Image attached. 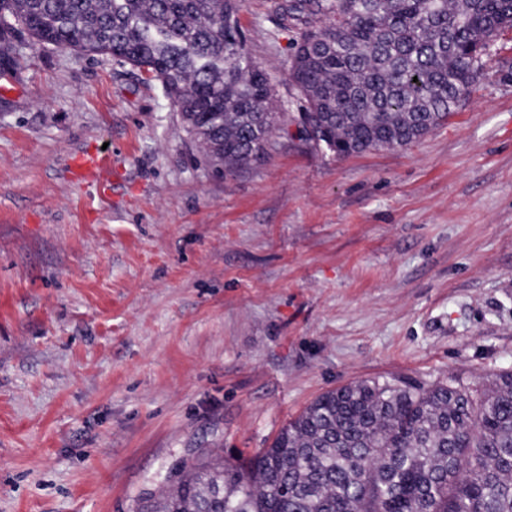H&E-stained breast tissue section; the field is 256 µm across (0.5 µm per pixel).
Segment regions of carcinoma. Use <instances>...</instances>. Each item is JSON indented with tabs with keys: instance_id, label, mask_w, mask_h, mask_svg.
Masks as SVG:
<instances>
[{
	"instance_id": "carcinoma-1",
	"label": "carcinoma",
	"mask_w": 512,
	"mask_h": 512,
	"mask_svg": "<svg viewBox=\"0 0 512 512\" xmlns=\"http://www.w3.org/2000/svg\"><path fill=\"white\" fill-rule=\"evenodd\" d=\"M35 43L160 82L202 158L234 174L280 119L242 0H0ZM308 139L341 157L406 148L473 92L512 0H287ZM140 512H512V370L487 388L373 378L329 390L245 463L185 464Z\"/></svg>"
}]
</instances>
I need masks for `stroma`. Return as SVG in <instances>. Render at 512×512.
<instances>
[{
  "label": "stroma",
  "mask_w": 512,
  "mask_h": 512,
  "mask_svg": "<svg viewBox=\"0 0 512 512\" xmlns=\"http://www.w3.org/2000/svg\"><path fill=\"white\" fill-rule=\"evenodd\" d=\"M276 3L240 18L282 117L228 176L158 81L22 37L0 95V512H134L328 390L512 369V32L448 124L340 159L303 132L305 26ZM102 147L111 184H71Z\"/></svg>",
  "instance_id": "obj_1"
}]
</instances>
